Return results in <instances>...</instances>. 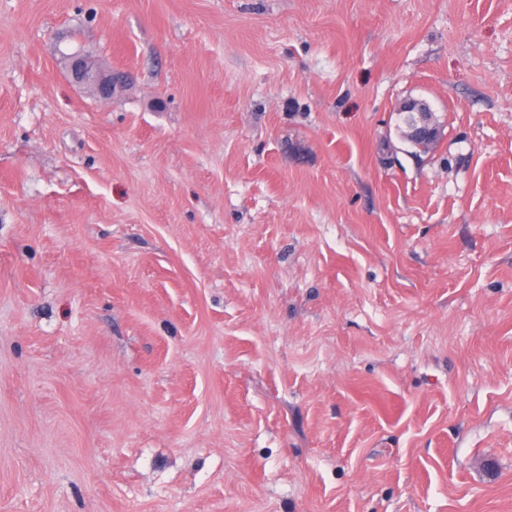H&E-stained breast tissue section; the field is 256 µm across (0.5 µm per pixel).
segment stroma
I'll return each instance as SVG.
<instances>
[{"instance_id":"obj_1","label":"stroma","mask_w":512,"mask_h":512,"mask_svg":"<svg viewBox=\"0 0 512 512\" xmlns=\"http://www.w3.org/2000/svg\"><path fill=\"white\" fill-rule=\"evenodd\" d=\"M0 512H512V0H0ZM68 72L73 80L83 85L87 81H92L96 84V88L93 83H88L87 87L89 92L94 97L96 95V89L102 96H108L113 94L116 87L122 83L121 80L125 81L127 78L121 74H112V71L94 70L90 65V60L86 59L79 53H73L68 55ZM399 111L410 115L401 136L421 149H416V154L429 152L426 149L434 145L439 137V131L433 123L428 105L422 102H409L401 106Z\"/></svg>"}]
</instances>
